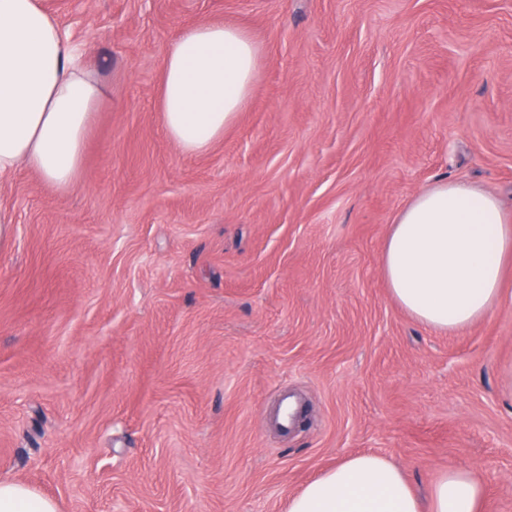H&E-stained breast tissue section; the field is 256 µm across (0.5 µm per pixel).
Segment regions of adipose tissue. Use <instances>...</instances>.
Returning <instances> with one entry per match:
<instances>
[{"instance_id": "obj_1", "label": "adipose tissue", "mask_w": 512, "mask_h": 512, "mask_svg": "<svg viewBox=\"0 0 512 512\" xmlns=\"http://www.w3.org/2000/svg\"><path fill=\"white\" fill-rule=\"evenodd\" d=\"M261 49L243 29L199 23L181 30L163 66L160 110L184 153L206 152L241 112ZM40 0H0V175L24 167L72 189L104 90ZM512 262V212L474 184L444 180L393 219L380 257L395 302L438 332L457 333L498 305ZM484 483L451 467L427 496L376 454L342 460L290 498L288 512H481ZM0 512H57L54 501L0 478Z\"/></svg>"}]
</instances>
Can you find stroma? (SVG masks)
<instances>
[{
	"instance_id": "35a3bbf8",
	"label": "stroma",
	"mask_w": 512,
	"mask_h": 512,
	"mask_svg": "<svg viewBox=\"0 0 512 512\" xmlns=\"http://www.w3.org/2000/svg\"><path fill=\"white\" fill-rule=\"evenodd\" d=\"M106 87L65 194L0 178V476L57 512H287L359 453L512 512V265L448 335L391 298L389 226L468 181L512 209V0H42ZM205 22L261 47L207 152L158 110ZM305 405L273 423L281 391Z\"/></svg>"
}]
</instances>
